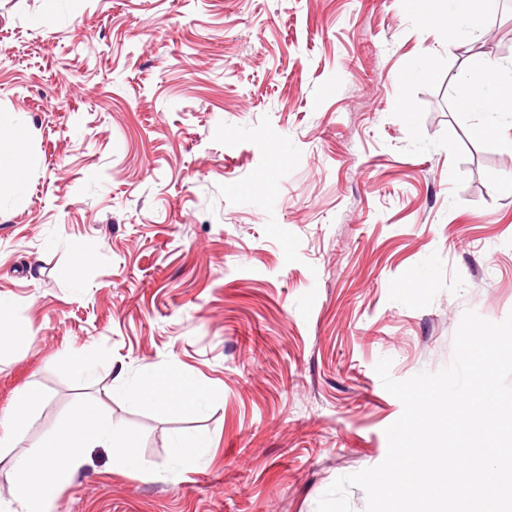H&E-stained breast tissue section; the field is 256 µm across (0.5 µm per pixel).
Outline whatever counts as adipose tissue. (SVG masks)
<instances>
[{"label": "adipose tissue", "instance_id": "adipose-tissue-1", "mask_svg": "<svg viewBox=\"0 0 512 512\" xmlns=\"http://www.w3.org/2000/svg\"><path fill=\"white\" fill-rule=\"evenodd\" d=\"M496 81L498 90L493 94L488 93L485 82L473 81L466 98L469 106L489 112L494 121L512 117V69L499 70ZM124 392L128 397L183 412L198 410L209 400L206 390L195 380L169 372L156 375L149 383L125 386ZM42 399L39 388L27 387L0 414V449L11 447L14 430ZM98 446L112 449L113 461L120 468L135 469L142 465L132 439L124 431L101 423L92 406H83L54 429L47 443L33 446L26 454L12 459V496L20 512H43L44 494L71 483L86 452Z\"/></svg>", "mask_w": 512, "mask_h": 512}]
</instances>
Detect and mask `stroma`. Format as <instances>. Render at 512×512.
Returning a JSON list of instances; mask_svg holds the SVG:
<instances>
[{
  "mask_svg": "<svg viewBox=\"0 0 512 512\" xmlns=\"http://www.w3.org/2000/svg\"><path fill=\"white\" fill-rule=\"evenodd\" d=\"M503 26L512 0L472 44L403 0H0V135L26 134L0 301L28 330L0 350V413L46 396L0 512L12 457L82 402L143 466L92 449L47 512H316L379 465L403 411L379 359L437 371L465 311L512 314V126L481 136L458 106L474 57L512 64ZM168 371L208 404L115 391Z\"/></svg>",
  "mask_w": 512,
  "mask_h": 512,
  "instance_id": "1",
  "label": "stroma"
}]
</instances>
